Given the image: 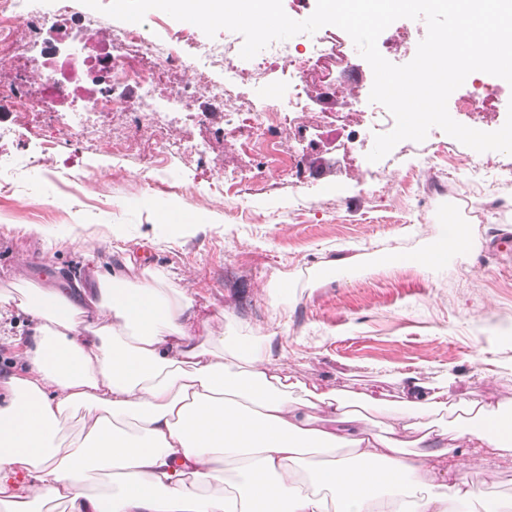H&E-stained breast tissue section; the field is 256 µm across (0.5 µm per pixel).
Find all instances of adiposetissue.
I'll return each mask as SVG.
<instances>
[{
  "label": "adipose tissue",
  "mask_w": 512,
  "mask_h": 512,
  "mask_svg": "<svg viewBox=\"0 0 512 512\" xmlns=\"http://www.w3.org/2000/svg\"><path fill=\"white\" fill-rule=\"evenodd\" d=\"M468 244L455 226L385 261L439 267ZM98 289L0 294L32 322L19 367L0 374V512H512L457 458L472 448L512 463L500 403L467 405L449 428L442 387L405 380L398 404L358 394L390 429L417 430L406 443L371 431L336 392L292 399L272 334L214 328L160 271H115Z\"/></svg>",
  "instance_id": "ef3b65f1"
}]
</instances>
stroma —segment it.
Returning a JSON list of instances; mask_svg holds the SVG:
<instances>
[{"instance_id": "stroma-1", "label": "stroma", "mask_w": 512, "mask_h": 512, "mask_svg": "<svg viewBox=\"0 0 512 512\" xmlns=\"http://www.w3.org/2000/svg\"><path fill=\"white\" fill-rule=\"evenodd\" d=\"M337 38L354 74L319 110L356 108L372 69L350 36ZM0 151L18 160V189L0 197V292L22 286L92 291L96 276L133 255L126 274L149 266L169 274L195 307L225 330L275 333L283 374L346 395L363 390L401 401V375L448 381V403L512 406V155L481 154L455 139L404 140L355 170L332 150L308 153L313 179L291 182L266 167V188L224 198L197 174L196 159L171 153L155 164L138 139L112 157L126 119L114 114L94 139L62 148L42 165L26 161L44 138L24 113ZM150 197L194 217L178 230L156 223ZM466 225L470 243L447 265L392 266L382 255L412 254L440 237L446 221ZM123 225L115 238L113 225ZM287 289H277V282ZM464 472L492 495H512V466L482 453Z\"/></svg>"}]
</instances>
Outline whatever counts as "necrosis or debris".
I'll use <instances>...</instances> for the list:
<instances>
[{
	"label": "necrosis or debris",
	"mask_w": 512,
	"mask_h": 512,
	"mask_svg": "<svg viewBox=\"0 0 512 512\" xmlns=\"http://www.w3.org/2000/svg\"><path fill=\"white\" fill-rule=\"evenodd\" d=\"M283 59L291 70L287 87L275 90L263 109H244L233 88L246 77L264 81L271 64ZM345 66L335 43L311 35L271 43L245 73L226 42L200 43L190 30L155 41L138 25L114 36L87 25L70 0H51L46 8L35 0H0V109L52 116L58 136L71 141L101 128L113 111L182 112L194 102L206 121L221 124L225 139L251 145L263 159L283 154L289 175L300 182L304 153L314 150L318 126L346 131L335 148L342 159L355 162L360 158L355 126L387 132L395 124L380 104L364 114L313 111L316 93H329L330 74ZM216 69L223 80L213 79ZM171 70L191 77L159 93L162 75Z\"/></svg>",
	"instance_id": "obj_1"
}]
</instances>
